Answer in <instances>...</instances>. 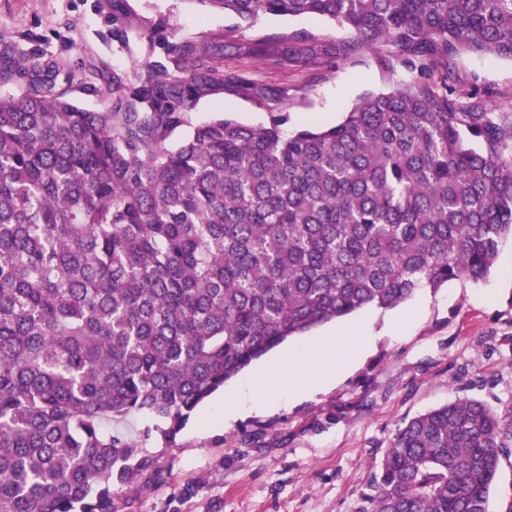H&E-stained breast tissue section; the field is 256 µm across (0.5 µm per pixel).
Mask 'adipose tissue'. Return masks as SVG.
<instances>
[{
	"mask_svg": "<svg viewBox=\"0 0 512 512\" xmlns=\"http://www.w3.org/2000/svg\"><path fill=\"white\" fill-rule=\"evenodd\" d=\"M370 340L366 323L289 351L286 370L276 383H247L237 393L234 405L225 407V418L243 411L269 408L276 397L296 400L319 393L335 383L359 359Z\"/></svg>",
	"mask_w": 512,
	"mask_h": 512,
	"instance_id": "1",
	"label": "adipose tissue"
}]
</instances>
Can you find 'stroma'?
I'll use <instances>...</instances> for the list:
<instances>
[{
    "label": "stroma",
    "instance_id": "1",
    "mask_svg": "<svg viewBox=\"0 0 512 512\" xmlns=\"http://www.w3.org/2000/svg\"><path fill=\"white\" fill-rule=\"evenodd\" d=\"M127 7L134 22L208 43L231 32L251 39L349 34L317 15H266L240 27L233 17L193 0H127ZM4 41L18 54L68 64L73 96L91 109L100 106L89 88L95 66L130 70L152 58L148 44L135 38L129 48H113L108 0H0ZM455 64L454 98L465 104L479 93L496 111L512 112V60L463 52ZM248 70L260 82L288 85V102L277 107L219 91L197 101L192 123L222 112L242 124L262 125L278 109L290 115L288 130L330 127L364 93L413 78L402 69L383 72L370 53L360 64H337L315 80L272 74L256 62ZM407 314L411 322L392 334V322ZM362 315L372 323L370 348L333 387L225 419L224 404L243 382L267 378L270 360L262 358L205 401L173 446L145 442L159 459L162 477L123 490L117 512H357L372 466L404 421L458 398L483 401L502 419L512 418V240L502 243L488 280L454 279L394 308H365Z\"/></svg>",
    "mask_w": 512,
    "mask_h": 512
}]
</instances>
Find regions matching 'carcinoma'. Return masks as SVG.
Returning <instances> with one entry per match:
<instances>
[{
	"label": "carcinoma",
	"instance_id": "carcinoma-1",
	"mask_svg": "<svg viewBox=\"0 0 512 512\" xmlns=\"http://www.w3.org/2000/svg\"><path fill=\"white\" fill-rule=\"evenodd\" d=\"M251 24L327 17L345 39L207 43L129 30L162 51L100 69L101 107L72 73L0 45V512H116L159 478L165 445L206 398L288 339L453 279L486 280L512 239V112L450 97L461 51L512 60V0H195ZM367 52L420 80L361 96L327 129L190 110L216 91L286 85L222 55L318 73ZM186 129L182 140L170 142ZM479 140L484 149L469 146ZM139 417L140 438L106 422ZM512 420L458 399L399 427L358 512H488Z\"/></svg>",
	"mask_w": 512,
	"mask_h": 512
}]
</instances>
